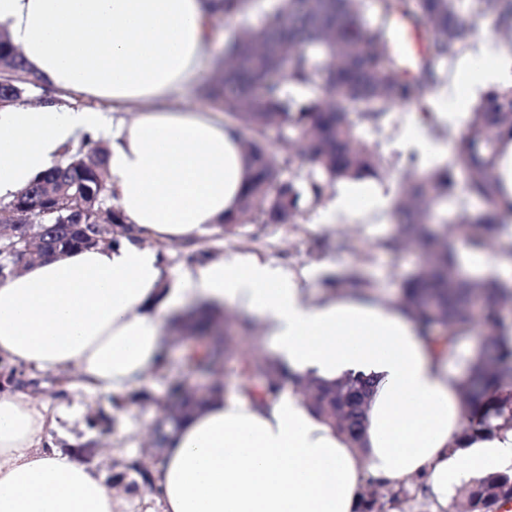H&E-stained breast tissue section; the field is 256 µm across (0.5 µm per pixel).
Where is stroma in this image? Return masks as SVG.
<instances>
[{
	"mask_svg": "<svg viewBox=\"0 0 512 512\" xmlns=\"http://www.w3.org/2000/svg\"><path fill=\"white\" fill-rule=\"evenodd\" d=\"M214 73L213 59H205L196 77L175 91L168 104L174 108L197 107L210 111L215 119H223L222 110L210 106L204 96V89ZM435 104H427L425 109L401 107L395 109L381 132L363 128V137L378 143L380 151L392 166L381 183L398 187L399 176L407 167V155L397 147L402 129L413 126L420 112H435ZM313 211H306L299 224H273L264 233H257L255 225L244 224L234 233L222 234L208 231L193 237L186 244L168 246L165 260L168 267L182 268L192 265V255L197 250H208L221 255L252 256L259 260L287 267L294 273L309 272L316 295H323L322 281L327 274L338 273L353 264L361 265L366 276L375 286L377 304L387 305L399 298L402 280L412 272L421 260L418 249L411 248L400 256H392L377 250L376 242L392 233L394 226L390 220L375 224H359L341 220L332 224H317L313 221ZM348 235L354 249L339 253L329 248L319 254L311 253L310 242L317 237L336 239ZM67 400L77 405L79 415L76 424L69 428L67 435L55 437L54 442L67 449L85 442L91 437L86 423L96 413L114 414L108 396L84 388L79 381H70L67 386ZM117 415V414H114ZM162 415L160 407L153 404H131L125 412L117 415L118 420L110 434L102 436L101 442L110 450L134 452L139 448L143 432L152 426Z\"/></svg>",
	"mask_w": 512,
	"mask_h": 512,
	"instance_id": "1",
	"label": "stroma"
}]
</instances>
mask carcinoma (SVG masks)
<instances>
[{"instance_id":"cac0c4a2","label":"carcinoma","mask_w":512,"mask_h":512,"mask_svg":"<svg viewBox=\"0 0 512 512\" xmlns=\"http://www.w3.org/2000/svg\"><path fill=\"white\" fill-rule=\"evenodd\" d=\"M255 0H206L224 16L239 19L217 59L219 76L205 88L213 104L222 109L225 124L237 129L252 157L251 176L234 223L220 229L232 233L239 224H296L303 216L302 200L314 208L327 189L341 181L377 178L388 160L371 146L361 128L380 132L392 110L416 105L425 109L432 92L447 80L454 64L470 47L471 28L460 15L459 0H373L365 17L363 0H275L254 27L246 18ZM473 14L491 23V33L512 40V0H472ZM408 21L425 41L422 56L407 69L394 49V28ZM0 67L13 73L26 68L10 42L0 32ZM309 89L314 96L297 102L285 86ZM286 130L297 154L313 167L301 174L290 170L293 155L279 158L265 145L269 129ZM512 134V87L492 89L475 106L464 131L448 135V159L438 167L407 177L398 193L393 215L397 227L376 247L396 256L407 241L425 255L423 265L403 281L400 308L426 341L451 351L475 331L484 343L469 362V375L458 382L464 404V421L452 447L465 448L475 440L512 429V395L503 397L505 373L512 371V323L502 316L512 301V285L500 277L468 272L457 244L473 250L498 246L512 260V243L502 238L512 223V194L494 172L495 157L504 134ZM107 149L80 151L50 167L16 197L0 202V223L21 222L35 199L49 205L47 186L68 201L42 224L29 226L41 235L42 251L63 254L98 243L116 244L135 238L101 190ZM288 176H283V172ZM21 247L14 236L0 242V277L17 272L12 252ZM328 290L343 291L359 299L371 296L372 283L362 268L351 266L329 275ZM226 314L203 304L180 317L174 328L203 347L190 350L186 359L208 376L203 391L173 385L178 405L146 431L148 447L113 461L112 475L118 495H160L148 466L152 452L165 448L166 428L199 412L221 390L224 357L239 353L242 367L236 391L264 405L279 394L287 372L272 356L255 351L249 331L233 332ZM13 387H38L22 369L0 366V383ZM303 402L324 417L355 447L362 446L366 406L374 380L348 372L334 382L295 379ZM156 403L147 387H135L125 397L112 400L119 414L130 403ZM424 484L394 489L373 484L362 495L358 512L402 509L417 496H426ZM512 501V475L491 474L459 491L453 512H497Z\"/></svg>"}]
</instances>
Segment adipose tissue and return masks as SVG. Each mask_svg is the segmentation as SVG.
Segmentation results:
<instances>
[{
  "label": "adipose tissue",
  "instance_id": "adipose-tissue-1",
  "mask_svg": "<svg viewBox=\"0 0 512 512\" xmlns=\"http://www.w3.org/2000/svg\"><path fill=\"white\" fill-rule=\"evenodd\" d=\"M203 0H0V29L60 100L0 109V202L11 201L78 138H105L113 202L145 243L75 249L0 278V360L31 378L77 373L125 396L155 366L168 310L210 302L261 324L291 375L376 379L363 448L352 447L292 390L267 406L216 397L170 430L155 473L161 512H357L365 483L424 482L446 512L471 479L512 473V429L455 449L458 381L394 305L320 300L308 274L249 257L167 269L161 249L233 215L250 168L238 135L206 110L167 100L213 48ZM110 104L76 106L68 96ZM135 118L124 113L133 104ZM374 187L338 189L317 223L383 210ZM29 390L0 388V512H123L51 428L69 420Z\"/></svg>",
  "mask_w": 512,
  "mask_h": 512
}]
</instances>
